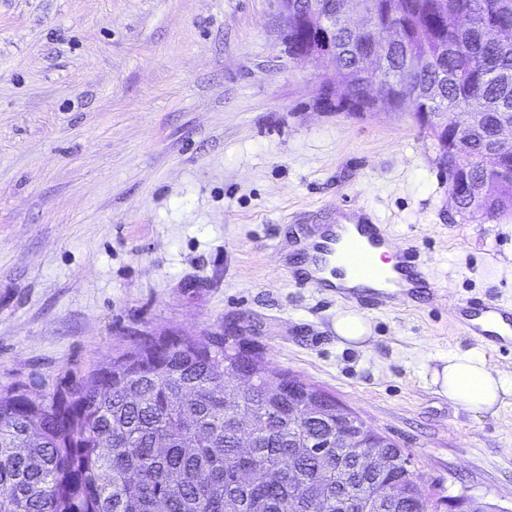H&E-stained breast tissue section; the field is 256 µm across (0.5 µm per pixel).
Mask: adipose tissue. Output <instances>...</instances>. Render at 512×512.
<instances>
[{"mask_svg":"<svg viewBox=\"0 0 512 512\" xmlns=\"http://www.w3.org/2000/svg\"><path fill=\"white\" fill-rule=\"evenodd\" d=\"M433 382L451 403L478 414L497 413L512 401V376L493 369L473 349L450 355L434 370Z\"/></svg>","mask_w":512,"mask_h":512,"instance_id":"1","label":"adipose tissue"}]
</instances>
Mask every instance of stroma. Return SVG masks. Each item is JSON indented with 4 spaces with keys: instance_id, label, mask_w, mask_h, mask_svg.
I'll return each mask as SVG.
<instances>
[{
    "instance_id": "35a3bbf8",
    "label": "stroma",
    "mask_w": 512,
    "mask_h": 512,
    "mask_svg": "<svg viewBox=\"0 0 512 512\" xmlns=\"http://www.w3.org/2000/svg\"><path fill=\"white\" fill-rule=\"evenodd\" d=\"M278 0H0V389L36 401L148 337L246 336L425 478L512 512V403L477 415L432 371L475 348L454 299L512 302V211L459 212L409 114L328 107ZM387 225L440 293L369 312L294 284L304 216ZM333 329L341 344L362 346L371 338L368 320L358 310L349 307L337 311Z\"/></svg>"
}]
</instances>
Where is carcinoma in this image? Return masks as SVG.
<instances>
[{
    "mask_svg": "<svg viewBox=\"0 0 512 512\" xmlns=\"http://www.w3.org/2000/svg\"><path fill=\"white\" fill-rule=\"evenodd\" d=\"M373 3L379 34L392 10H405L401 43L370 41L350 27L331 37V60L358 97L376 72L371 51L393 76L416 62L419 112L439 98L459 134L448 153L454 175L475 184L494 179L497 193L462 196L457 207L492 217L512 209V164L496 141L512 119V42L483 32L495 15L512 23V0H336ZM243 336L167 337L112 359L106 372L74 375L40 402L22 388L0 392V512H309L306 496L328 487L329 512H355L368 493L385 492L423 475L402 467L365 469L354 449H336V399L316 388L313 411L297 408L308 384L272 373ZM253 373L257 384L232 407L224 384ZM282 382L266 395L267 379ZM260 426L255 448L235 447L241 414ZM439 503L389 501L385 512H438Z\"/></svg>",
    "mask_w": 512,
    "mask_h": 512,
    "instance_id": "1",
    "label": "carcinoma"
}]
</instances>
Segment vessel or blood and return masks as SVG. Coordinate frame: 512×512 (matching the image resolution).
Masks as SVG:
<instances>
[{
  "instance_id": "1",
  "label": "vessel or blood",
  "mask_w": 512,
  "mask_h": 512,
  "mask_svg": "<svg viewBox=\"0 0 512 512\" xmlns=\"http://www.w3.org/2000/svg\"><path fill=\"white\" fill-rule=\"evenodd\" d=\"M391 242L383 225L353 215L342 216L336 224L318 227L308 249L293 259V276L301 286L335 291L337 296L355 299L368 309L382 310L398 300L417 303L433 297L437 287L419 265L413 251L400 250L398 262L391 271L385 272L376 266L377 249ZM332 261L348 267L358 279V286L336 288L323 279L321 272ZM452 310L455 322L466 334L477 336L486 349L512 345V335H503L485 326L486 321L499 317L512 327V311L491 300H460L453 304Z\"/></svg>"
}]
</instances>
